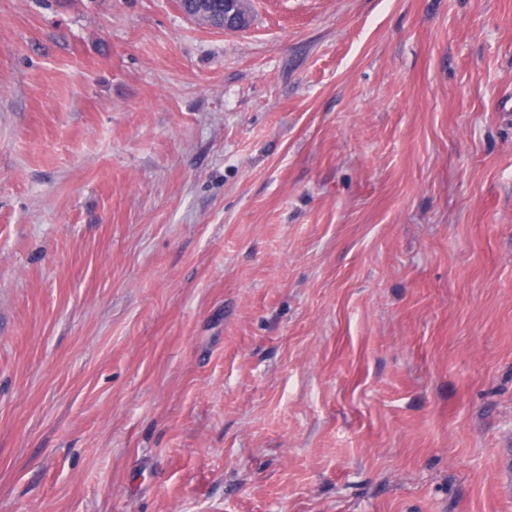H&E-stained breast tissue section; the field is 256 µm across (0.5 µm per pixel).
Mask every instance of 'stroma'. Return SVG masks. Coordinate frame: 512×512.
I'll return each instance as SVG.
<instances>
[{
    "instance_id": "obj_1",
    "label": "stroma",
    "mask_w": 512,
    "mask_h": 512,
    "mask_svg": "<svg viewBox=\"0 0 512 512\" xmlns=\"http://www.w3.org/2000/svg\"><path fill=\"white\" fill-rule=\"evenodd\" d=\"M0 0V512H512V0ZM210 3L213 5L216 19H213L210 15L207 18H199L193 10V6L196 4L194 0L182 1L180 8L187 17L199 22V24L222 30L225 27L229 32H234L233 28L238 14L247 15L249 22L251 8L248 0H210Z\"/></svg>"
}]
</instances>
